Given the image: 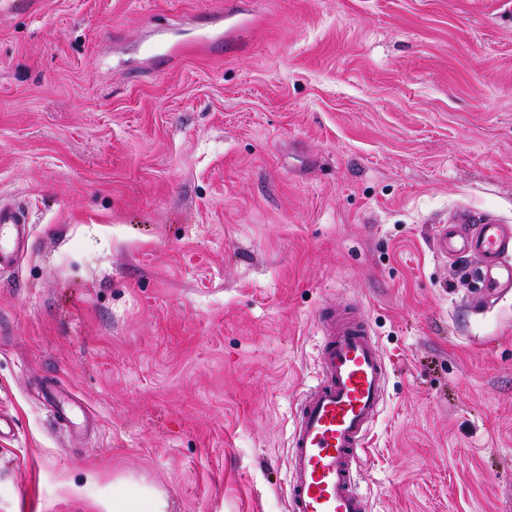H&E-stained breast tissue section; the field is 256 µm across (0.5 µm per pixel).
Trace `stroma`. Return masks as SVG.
Listing matches in <instances>:
<instances>
[{
    "mask_svg": "<svg viewBox=\"0 0 512 512\" xmlns=\"http://www.w3.org/2000/svg\"><path fill=\"white\" fill-rule=\"evenodd\" d=\"M0 5V512H287L314 321L385 355L371 512H512V296L439 220L512 222V0ZM156 41L184 45L161 64ZM30 214L22 207L0 202V270L23 255L30 235ZM435 249L452 263L466 259L470 283V308H488L512 292V224L488 212L458 209L448 220L436 225Z\"/></svg>",
    "mask_w": 512,
    "mask_h": 512,
    "instance_id": "35a3bbf8",
    "label": "stroma"
}]
</instances>
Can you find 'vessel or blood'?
<instances>
[{"label": "vessel or blood", "mask_w": 512, "mask_h": 512, "mask_svg": "<svg viewBox=\"0 0 512 512\" xmlns=\"http://www.w3.org/2000/svg\"><path fill=\"white\" fill-rule=\"evenodd\" d=\"M30 214L0 202V270L23 255ZM440 257L467 260L472 309L512 292V223L488 212L458 209L437 224ZM322 336L318 378L303 393L289 438L288 512H369L356 469L384 401L387 365L364 314L324 308L315 316Z\"/></svg>", "instance_id": "1"}]
</instances>
